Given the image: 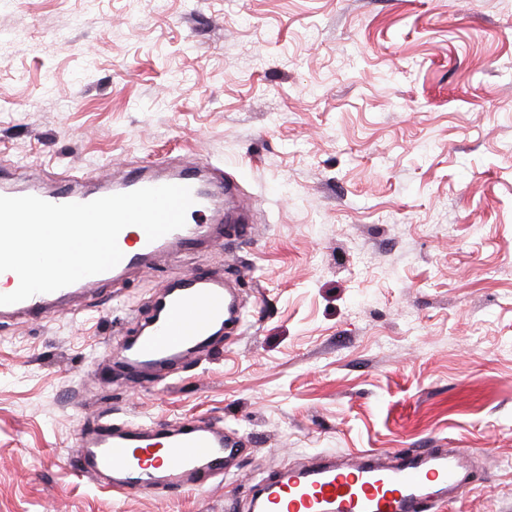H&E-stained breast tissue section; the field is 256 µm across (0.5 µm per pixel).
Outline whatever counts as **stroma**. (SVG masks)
Instances as JSON below:
<instances>
[{
    "label": "stroma",
    "instance_id": "stroma-1",
    "mask_svg": "<svg viewBox=\"0 0 512 512\" xmlns=\"http://www.w3.org/2000/svg\"><path fill=\"white\" fill-rule=\"evenodd\" d=\"M199 162L250 233L0 324V512H248L259 471L422 448L471 464L453 512H512V0H0L15 185ZM198 267L244 326L124 373ZM105 415L248 443L212 486L123 497L74 467Z\"/></svg>",
    "mask_w": 512,
    "mask_h": 512
}]
</instances>
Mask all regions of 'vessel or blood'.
Returning <instances> with one entry per match:
<instances>
[{
    "label": "vessel or blood",
    "instance_id": "b4317fda",
    "mask_svg": "<svg viewBox=\"0 0 512 512\" xmlns=\"http://www.w3.org/2000/svg\"><path fill=\"white\" fill-rule=\"evenodd\" d=\"M166 184L190 187L194 203L187 212L188 224L152 242L140 227H126L118 236L123 257L114 268L51 293L0 305V319L49 317L76 296L95 293L130 272L151 268L159 254L211 239L214 229L224 222L230 184L206 180L195 169L159 172L144 166L103 183L92 172L71 170L54 187L33 189V196L63 204ZM235 321L223 279L194 270L178 286L165 290L151 320L124 348L119 363L126 372L136 374L142 368L206 350L215 330ZM237 452V440L203 420L150 427H116L103 420L91 431L80 433L73 458L84 473L106 477L116 493L162 495L208 485L227 473V464ZM460 463L459 454L444 449L401 451L392 464L371 451L352 463L321 461L261 477L253 488L250 509L433 512L436 504L446 502L448 493L463 485Z\"/></svg>",
    "mask_w": 512,
    "mask_h": 512
}]
</instances>
